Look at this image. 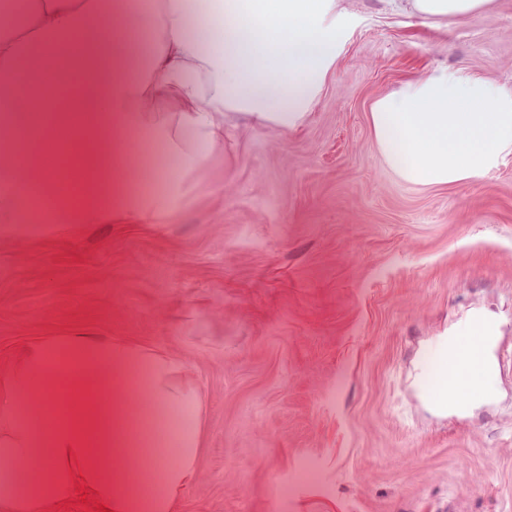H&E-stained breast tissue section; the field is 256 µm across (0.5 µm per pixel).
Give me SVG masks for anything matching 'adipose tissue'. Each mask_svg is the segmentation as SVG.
<instances>
[{
	"instance_id": "obj_1",
	"label": "adipose tissue",
	"mask_w": 512,
	"mask_h": 512,
	"mask_svg": "<svg viewBox=\"0 0 512 512\" xmlns=\"http://www.w3.org/2000/svg\"><path fill=\"white\" fill-rule=\"evenodd\" d=\"M463 18L491 0H390ZM336 0H27L0 16V95L35 76L13 125L50 115L85 171L64 192L52 164L10 161L0 232L34 224H151L178 213L180 179L134 188L127 157L165 146L182 172L206 166L240 123L304 126L339 53ZM379 153L405 182L480 178L512 154V87L436 69L374 99ZM50 198L35 206L33 194ZM108 195L109 207L95 203ZM206 444L199 386L174 355L121 339L43 336L0 380V512H46L76 485L106 512H179Z\"/></svg>"
}]
</instances>
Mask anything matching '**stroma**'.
<instances>
[{"label": "stroma", "instance_id": "obj_1", "mask_svg": "<svg viewBox=\"0 0 512 512\" xmlns=\"http://www.w3.org/2000/svg\"><path fill=\"white\" fill-rule=\"evenodd\" d=\"M336 27L308 123L227 129L175 216L0 235V379L64 332L179 356L207 424L181 512H512V155L410 184L369 115L437 68L511 86L512 0L460 19L337 0ZM130 167L156 191L180 174L165 151ZM474 315L492 396L437 409L417 372Z\"/></svg>", "mask_w": 512, "mask_h": 512}]
</instances>
